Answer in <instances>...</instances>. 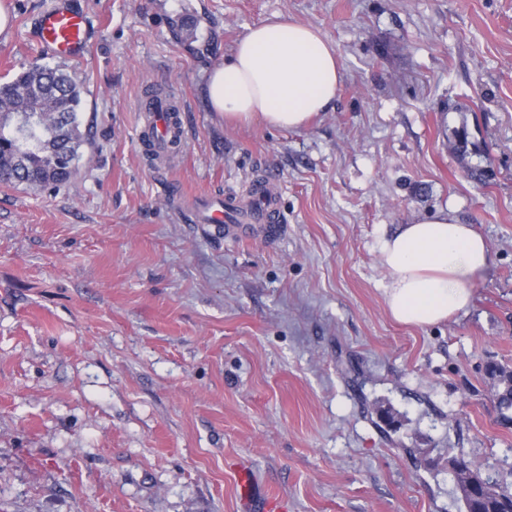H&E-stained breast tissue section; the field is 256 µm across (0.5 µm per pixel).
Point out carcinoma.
Returning a JSON list of instances; mask_svg holds the SVG:
<instances>
[{"mask_svg":"<svg viewBox=\"0 0 512 512\" xmlns=\"http://www.w3.org/2000/svg\"><path fill=\"white\" fill-rule=\"evenodd\" d=\"M81 90L66 73L35 66L15 79L0 84V182L24 183L38 191L63 188L70 183L86 142L81 130ZM33 112L38 121L20 135L11 124V115ZM491 376L498 381L501 396L496 403L501 421L512 423V369L495 365ZM453 471L465 512H473L467 486L472 466L467 461ZM487 497L494 512L512 503L509 487L485 479Z\"/></svg>","mask_w":512,"mask_h":512,"instance_id":"carcinoma-1","label":"carcinoma"}]
</instances>
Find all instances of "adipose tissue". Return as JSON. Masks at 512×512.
I'll return each mask as SVG.
<instances>
[{
    "instance_id": "ef3b65f1",
    "label": "adipose tissue",
    "mask_w": 512,
    "mask_h": 512,
    "mask_svg": "<svg viewBox=\"0 0 512 512\" xmlns=\"http://www.w3.org/2000/svg\"><path fill=\"white\" fill-rule=\"evenodd\" d=\"M342 79L335 46L315 27L281 18L249 27L209 70L204 93L227 121L291 130L327 111ZM379 254L388 313L420 328L467 313L474 281L494 262L484 238L444 208L401 225Z\"/></svg>"
}]
</instances>
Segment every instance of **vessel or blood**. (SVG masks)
Instances as JSON below:
<instances>
[{"instance_id": "obj_1", "label": "vessel or blood", "mask_w": 512, "mask_h": 512, "mask_svg": "<svg viewBox=\"0 0 512 512\" xmlns=\"http://www.w3.org/2000/svg\"><path fill=\"white\" fill-rule=\"evenodd\" d=\"M37 45L47 55L78 60L89 50V27L83 13L67 4L66 0H50L35 19ZM155 134L152 146L163 150L169 138V115L163 106L153 109ZM188 209L195 220L223 227L238 239L250 237V227L265 225L269 236H276L284 222L277 201V184L267 179L244 198L220 201L199 197L189 201ZM241 502L244 512H277L274 496L257 490L249 470L239 472Z\"/></svg>"}]
</instances>
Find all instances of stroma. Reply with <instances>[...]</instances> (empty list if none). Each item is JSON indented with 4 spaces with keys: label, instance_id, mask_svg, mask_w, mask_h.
<instances>
[{
    "label": "stroma",
    "instance_id": "35a3bbf8",
    "mask_svg": "<svg viewBox=\"0 0 512 512\" xmlns=\"http://www.w3.org/2000/svg\"><path fill=\"white\" fill-rule=\"evenodd\" d=\"M48 2L6 0L0 83L64 69L91 137L68 187L0 184V512H240L242 467L284 512H461L455 458L511 485L485 368H512V0H77L76 61L37 50ZM278 16L335 44L336 99L226 125L207 72ZM152 87L179 107L163 162ZM270 174L275 239L180 209ZM444 207L494 263L467 313L399 324L378 240Z\"/></svg>",
    "mask_w": 512,
    "mask_h": 512
}]
</instances>
